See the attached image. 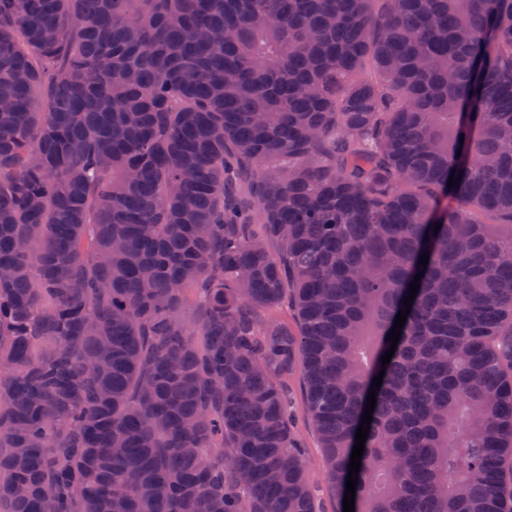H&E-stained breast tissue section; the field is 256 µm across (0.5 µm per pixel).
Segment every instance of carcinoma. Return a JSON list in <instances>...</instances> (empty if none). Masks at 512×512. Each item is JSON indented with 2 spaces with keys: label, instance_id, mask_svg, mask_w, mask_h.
I'll return each instance as SVG.
<instances>
[{
  "label": "carcinoma",
  "instance_id": "1",
  "mask_svg": "<svg viewBox=\"0 0 512 512\" xmlns=\"http://www.w3.org/2000/svg\"><path fill=\"white\" fill-rule=\"evenodd\" d=\"M298 363L335 512L382 370L354 512H512V0H0V512H319ZM288 402L299 418L296 434L303 442L308 453L309 477L320 508L325 512H333L336 507V500L321 463V444L315 430L307 424L303 416V379L299 364L288 376Z\"/></svg>",
  "mask_w": 512,
  "mask_h": 512
}]
</instances>
